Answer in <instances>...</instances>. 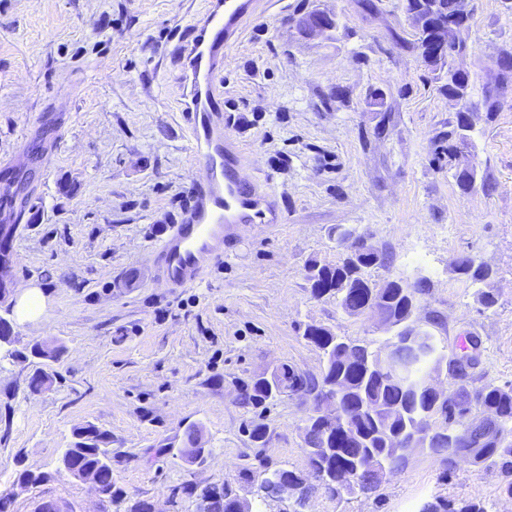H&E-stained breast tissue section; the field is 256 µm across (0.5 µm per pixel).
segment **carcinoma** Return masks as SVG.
Here are the masks:
<instances>
[{"instance_id": "obj_1", "label": "carcinoma", "mask_w": 512, "mask_h": 512, "mask_svg": "<svg viewBox=\"0 0 512 512\" xmlns=\"http://www.w3.org/2000/svg\"><path fill=\"white\" fill-rule=\"evenodd\" d=\"M456 0H405V12H414L423 20L421 27L415 29L414 39L402 41V47L415 52L421 60H426L430 41L435 29L441 24L456 23ZM467 42L461 40L458 31L448 29V60L443 62L448 81L440 86V91L463 104H468L469 75L453 67L455 58L466 54ZM498 73L495 82L505 84L512 80V54L504 51L497 58ZM474 126L471 113L463 110L457 113L456 120L448 123V130L440 132L435 138L434 154L438 161H447L448 170L453 172L457 188L469 193L476 187L478 166L459 169L453 164L458 148L464 146L474 150L472 132ZM360 235L346 228H336V247L340 253L356 247ZM388 255L383 253L375 258L364 254L357 257L353 264L344 257L334 263L309 264L314 274L308 278L312 294L319 297L325 293H348V299L356 301L377 287V283L365 276L369 268L385 267ZM455 270L466 276L472 283H482L491 277V270L471 254L454 257ZM408 285L401 280L382 282L384 306L401 323L402 331L393 343L395 363L399 368L397 376L392 377L373 369L376 351L367 343L346 340L331 330L319 332V327L309 325L303 337L318 349L326 359V364L318 377L305 375L299 369L288 364L277 368L275 379L279 387L285 390L302 391L308 399L316 398L328 385H338L345 389L341 399L343 411L353 421L362 444L343 446L334 441L328 443L329 453L317 452L319 443L305 449L308 477L320 485H332L331 493L338 499L356 495L375 493L380 484L374 473L361 467V463L384 451L382 431L408 435L416 429L424 416L441 415L447 428L452 429L466 411L488 409L498 418L494 427L474 430L455 439L446 434H438L429 443L430 454L448 463V449L469 448L473 454V463L481 466L501 465L512 468V385L499 386L492 383L475 385L472 376L461 379L459 391L453 402L443 405L431 398L424 389L425 374L428 366H437L447 362L449 374L455 375L458 356L448 357L439 349L434 336L425 329H418L411 318V304L403 288ZM417 294L425 292L426 280L420 278L408 286ZM278 399L268 385L261 379H253L242 388L239 402L244 407L259 408ZM201 440L200 430L189 426L181 442L180 453L193 462L199 454L189 453ZM111 436L93 423H87L74 431V442L62 453L65 461L63 470L70 473L74 468L93 472L97 480L92 489L99 494L112 495V462L108 453ZM239 478L245 481H259L264 491L256 503L254 512H262L260 507L268 500H276L279 482L282 479L299 484L302 475L285 468L269 470L261 465L244 466ZM238 496L232 482L222 485V493L215 497L211 512H236ZM427 512H488L485 504L476 501L454 502L442 497L426 503Z\"/></svg>"}]
</instances>
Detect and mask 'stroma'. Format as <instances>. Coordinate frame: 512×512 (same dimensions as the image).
I'll list each match as a JSON object with an SVG mask.
<instances>
[{"mask_svg": "<svg viewBox=\"0 0 512 512\" xmlns=\"http://www.w3.org/2000/svg\"><path fill=\"white\" fill-rule=\"evenodd\" d=\"M402 3L382 0L373 19L360 0H283L247 27L224 69L229 131L270 178L287 221L244 228L201 285L172 291L156 281L148 255L198 169L164 52L200 0H0V156L25 151L21 173L0 174V194L37 192L11 276L16 290L35 285L46 298L37 323L20 321L13 302L0 304L14 336L11 356L0 357V476L13 487L11 512H37L46 500L61 512H124L137 500L194 512V496L171 493L183 480L220 484L247 462L305 469L300 401L253 409L238 394L270 366L319 373L306 326L377 348L391 342L334 296L311 293L305 267L338 260V227L390 253L373 280L426 278L416 322L448 354L461 337H479L478 383L512 385V86L498 91L491 81L499 53L512 51V12L503 0H472L462 33L471 50L455 60L470 75L463 104L396 45L412 35ZM314 9L337 14L330 37L300 32L298 18ZM374 94L383 107L371 105ZM491 95L499 108L490 117ZM465 105L480 174L493 184L487 194L461 192L433 162L436 135ZM461 253L492 269L493 309L454 270ZM44 338L65 346L60 363L28 356ZM42 367L52 384L31 392ZM87 423L112 438L113 495L58 471L75 428ZM254 423L267 427L259 447L248 432ZM193 424L205 453L190 464L179 447ZM23 469L44 481L18 487ZM511 481L512 470L462 458L447 468L417 451L378 495L317 494L306 512H418L437 497L512 512Z\"/></svg>", "mask_w": 512, "mask_h": 512, "instance_id": "obj_1", "label": "stroma"}]
</instances>
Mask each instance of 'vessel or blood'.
Returning a JSON list of instances; mask_svg holds the SVG:
<instances>
[{"instance_id":"vessel-or-blood-1","label":"vessel or blood","mask_w":512,"mask_h":512,"mask_svg":"<svg viewBox=\"0 0 512 512\" xmlns=\"http://www.w3.org/2000/svg\"><path fill=\"white\" fill-rule=\"evenodd\" d=\"M274 6V0H204L171 50L182 87L178 110L185 146L201 175L150 255L158 280L168 288L199 284L208 268L223 262L240 227L286 221L270 179L250 172L239 141L228 134L224 110L227 55L246 27Z\"/></svg>"}]
</instances>
